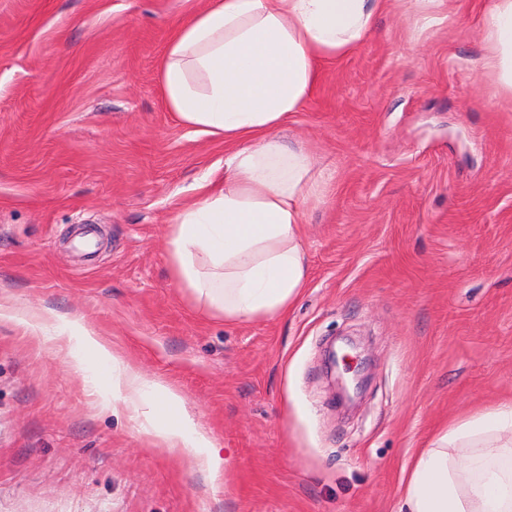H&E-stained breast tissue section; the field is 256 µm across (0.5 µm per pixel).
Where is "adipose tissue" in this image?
<instances>
[{"instance_id":"ef3b65f1","label":"adipose tissue","mask_w":512,"mask_h":512,"mask_svg":"<svg viewBox=\"0 0 512 512\" xmlns=\"http://www.w3.org/2000/svg\"><path fill=\"white\" fill-rule=\"evenodd\" d=\"M389 0H208L174 29L160 66L165 104L231 151L224 185L203 184L167 230L171 274L211 313L236 323L278 317L310 277L303 207L326 183L277 134L310 97L318 63L352 53ZM484 75L512 101V0H490ZM117 398L181 404L113 356ZM155 441L218 472L224 460L192 422L152 424ZM398 512H512V400L442 428L408 469Z\"/></svg>"}]
</instances>
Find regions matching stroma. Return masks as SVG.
I'll list each match as a JSON object with an SVG mask.
<instances>
[{
  "label": "stroma",
  "instance_id": "stroma-1",
  "mask_svg": "<svg viewBox=\"0 0 512 512\" xmlns=\"http://www.w3.org/2000/svg\"><path fill=\"white\" fill-rule=\"evenodd\" d=\"M205 0H0V512H395L417 449L512 399V103L481 75L488 0H392L279 135L331 178L287 316L228 323L166 231L223 141L164 103L167 35ZM95 331L183 398L113 407ZM354 339L352 407L326 375ZM191 417L216 479L154 446Z\"/></svg>",
  "mask_w": 512,
  "mask_h": 512
}]
</instances>
